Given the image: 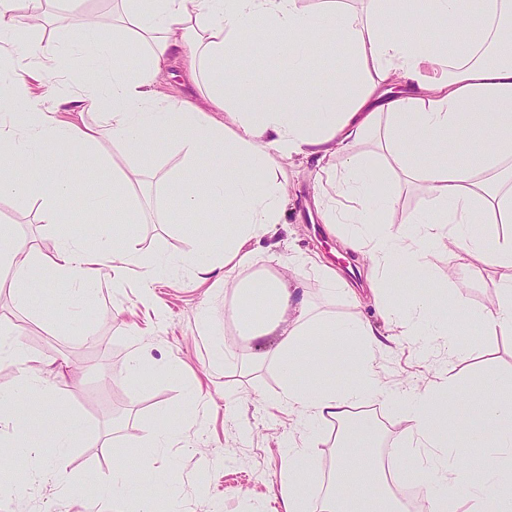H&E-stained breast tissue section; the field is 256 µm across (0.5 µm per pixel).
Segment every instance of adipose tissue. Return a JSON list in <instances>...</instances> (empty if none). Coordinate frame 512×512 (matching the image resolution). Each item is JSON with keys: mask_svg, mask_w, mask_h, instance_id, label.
Instances as JSON below:
<instances>
[{"mask_svg": "<svg viewBox=\"0 0 512 512\" xmlns=\"http://www.w3.org/2000/svg\"><path fill=\"white\" fill-rule=\"evenodd\" d=\"M113 6L138 59L118 54L114 39L87 18L64 38L76 48L93 46L103 79L61 102L38 84L43 76L65 75L67 58L55 44L24 39L43 0H0V43L22 44L31 60L0 70L1 81L24 90L0 122V156L24 173L0 174V197H41L42 222L57 224L82 170L109 166L102 140L131 160L149 140L176 146L180 165L161 175L158 189L177 199L184 214L197 213L199 196L207 195L225 219L213 227L219 251L204 243L188 255L197 278L233 289L232 313L251 340L280 335L252 363L278 368L279 401L300 431L289 437L282 460V512H404L391 484L413 476L431 488L427 512H512V374L484 376V396L472 397L461 416L457 407L470 388L457 376L443 371L395 390L378 362L391 345L406 341L422 350L438 339L449 358L466 359L472 340L449 330L452 314L473 317L484 337L512 335V0H368L363 12L340 0H320L315 9L301 0H113ZM245 29L275 36L287 50V73L270 72L258 84L249 71L225 69V60L251 54L250 43L238 37ZM318 38L352 49L335 79L306 75L309 43ZM179 62L194 96L172 93L161 80ZM96 111L106 123L85 121ZM472 132L482 136V146L458 153V140ZM423 151L438 154L441 164L421 167ZM290 164L313 165L322 222L343 226L346 246L369 261L368 287L384 326L315 315L296 289L276 278L257 287L237 280L238 271L270 253L285 226ZM188 171L193 181L185 180ZM139 175L132 163L114 169L111 183L85 196L84 207L143 215L130 193ZM382 175L422 197L421 209L407 213L397 230L385 220L398 203L395 188L372 190ZM461 252L495 271L493 308L468 314L449 293ZM180 263L144 260L133 238L105 230L96 248L64 237L47 255L0 230V290L25 302L67 283L70 301L87 305L100 281L118 292L139 268V300L147 305L155 274ZM38 265L46 276H34ZM415 277L429 278L431 291L399 300L387 293V280ZM0 359L19 364L23 396L53 397L41 361L15 337L0 336ZM370 398L392 402L411 431L405 461L390 472L373 458V420L357 413ZM453 418L474 433L467 447L448 441ZM324 422L342 429L345 441L318 498L317 462L305 439ZM41 428L52 433L55 450L36 475L71 490L66 460L81 428L61 431L50 419ZM472 458L482 459L480 469L469 467Z\"/></svg>", "mask_w": 512, "mask_h": 512, "instance_id": "obj_1", "label": "adipose tissue"}]
</instances>
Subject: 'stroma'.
Wrapping results in <instances>:
<instances>
[{"instance_id": "35a3bbf8", "label": "stroma", "mask_w": 512, "mask_h": 512, "mask_svg": "<svg viewBox=\"0 0 512 512\" xmlns=\"http://www.w3.org/2000/svg\"><path fill=\"white\" fill-rule=\"evenodd\" d=\"M287 220L290 246L280 247L240 272L247 283L272 274L290 278L293 252H315L343 278L364 293L369 270L342 248L339 235L322 224L313 203V183L307 172L289 170ZM129 231L148 257L179 256L193 249L195 240L208 238L207 223L124 224L112 213L89 220L81 196H74L61 224L40 221L35 200L0 199V226L12 227L42 253H51L65 234L85 238L95 246L98 225ZM466 268L460 293L469 310L494 305L497 280L484 266L459 255ZM137 279L114 292L102 282L92 308L59 312L66 289L51 288L20 303L12 292L0 293V329L15 330L24 347L52 366H63L66 381L52 401L32 396L19 409L31 429L43 418L57 425L78 420L84 430L71 448L67 469L80 485L78 495L53 482L36 480L13 490L5 482L11 472L33 468L27 451L14 456L10 470L0 469V512H104L103 491L114 467L132 472L129 498L151 500L158 482L173 491L174 512H281L274 497L280 478L281 453L293 420L278 405L281 380L274 366L249 364L254 346L241 334L231 315L232 293L212 281L196 278L192 266L159 276L158 303L167 311L157 321L136 297ZM303 291L316 313L382 324L370 307L349 299L327 298L314 275L303 279ZM140 365H133V356ZM384 372L399 389L446 370L471 386L489 372H512V336H500L476 346L464 361L449 360L436 350L428 362L417 363L412 348L402 345L378 356ZM179 374H169L170 365ZM372 418L381 423V447L403 454L409 443L406 426L391 403H377ZM164 421L174 441L163 461L146 464L143 448L152 425Z\"/></svg>"}]
</instances>
